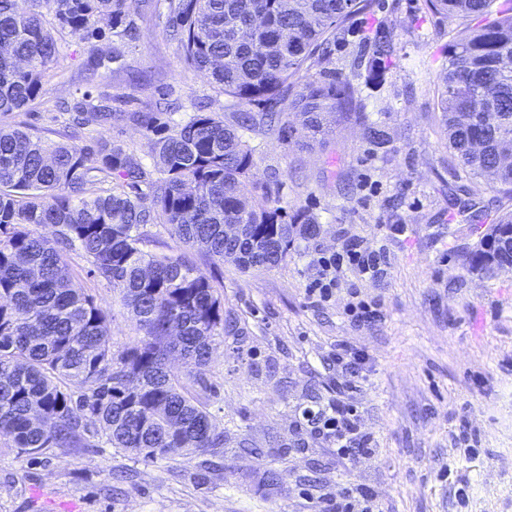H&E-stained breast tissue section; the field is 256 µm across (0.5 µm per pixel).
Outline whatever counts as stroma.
Listing matches in <instances>:
<instances>
[{"instance_id":"obj_1","label":"stroma","mask_w":512,"mask_h":512,"mask_svg":"<svg viewBox=\"0 0 512 512\" xmlns=\"http://www.w3.org/2000/svg\"><path fill=\"white\" fill-rule=\"evenodd\" d=\"M423 0H377L363 28L393 23L396 54L384 82L367 87V113L388 132V150L349 122L313 142L300 126L250 136L262 175L276 181L288 210L319 217L314 237L287 258L249 271L213 267L163 226L151 227L158 249L196 261L214 276L236 335L213 345L191 391L205 405L224 445L191 460L143 461L97 436L88 448H54L42 460L21 456L0 435V512H312L349 481L378 494L384 512H512V269L492 277L468 273L466 254L485 232L459 208L481 201L490 213L512 210V195L481 178L455 177L437 88L449 34L460 22L426 13ZM143 37L126 50V69L84 79L89 57L112 49L111 36L59 43L63 75L48 77L27 112L0 114V125L25 126L65 141L68 114L59 102L108 93L125 100L126 117L92 128L81 145L107 142L150 159L152 141L129 120L147 102L181 106L198 99L228 118L232 99L215 95L206 78L181 72L166 18L128 0ZM353 241L382 251L386 274L360 281L382 303V320L355 324L346 291L321 306L305 288L314 259ZM71 254L64 275L109 314L113 348L136 347L143 333L118 291L93 277ZM346 342L365 357L370 381L337 391L330 353ZM357 407L376 457L350 470L317 435L306 412L336 401ZM281 479L270 483L268 471Z\"/></svg>"}]
</instances>
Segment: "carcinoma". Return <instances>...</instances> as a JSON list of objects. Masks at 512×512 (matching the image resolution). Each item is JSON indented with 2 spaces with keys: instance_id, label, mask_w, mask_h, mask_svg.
Masks as SVG:
<instances>
[{
  "instance_id": "obj_1",
  "label": "carcinoma",
  "mask_w": 512,
  "mask_h": 512,
  "mask_svg": "<svg viewBox=\"0 0 512 512\" xmlns=\"http://www.w3.org/2000/svg\"><path fill=\"white\" fill-rule=\"evenodd\" d=\"M166 36L184 68L206 76L215 92L243 107L227 122L205 106L159 130V100L136 115L153 140L154 170L121 147L92 153L27 129L0 126V434L32 460L52 448L90 445L101 428L113 448L145 461L192 458L224 447L204 404L189 390L193 368L206 364L216 339L236 330L224 315L213 281L183 255L148 249V228L162 224L185 246L217 266L242 270L275 266L300 239L317 233V215L292 213L271 197L258 174L246 133L270 132L286 104L312 136L330 124L361 122L375 146L390 138L369 119L365 83L381 79L395 54L385 22L363 33V47L341 79L310 74L355 32L373 0H161ZM424 9L452 22H470L451 37L442 65L439 110L457 174L484 177L512 193V0H423ZM127 0H0V114L23 112L60 66L59 34L90 42L112 30V51L94 58L85 78L121 60V48L140 39ZM299 90L286 99L294 87ZM75 122L107 120L112 107L86 96ZM158 177H153V173ZM56 227L53 239L39 228ZM241 235L224 237V225ZM512 230V212L492 219L468 256L467 270L489 275L512 267L496 246ZM77 251L89 272L119 289L143 339L112 352L107 315L96 300L70 288L61 275ZM177 348L191 366L186 380L166 370Z\"/></svg>"
}]
</instances>
